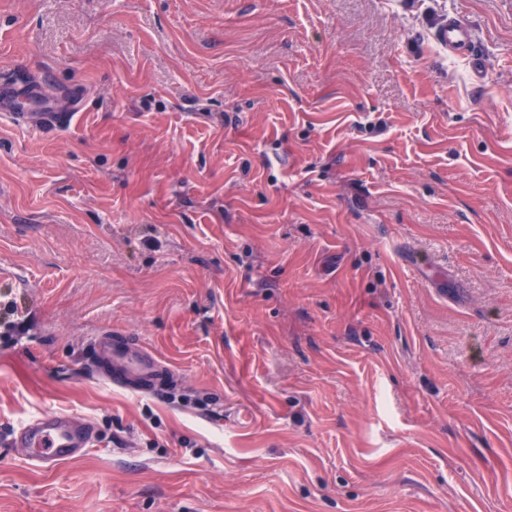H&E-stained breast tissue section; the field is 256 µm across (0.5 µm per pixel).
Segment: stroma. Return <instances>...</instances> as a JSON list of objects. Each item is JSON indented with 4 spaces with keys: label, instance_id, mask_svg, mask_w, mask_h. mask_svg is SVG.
Segmentation results:
<instances>
[{
    "label": "stroma",
    "instance_id": "stroma-1",
    "mask_svg": "<svg viewBox=\"0 0 512 512\" xmlns=\"http://www.w3.org/2000/svg\"><path fill=\"white\" fill-rule=\"evenodd\" d=\"M22 71L78 114L0 120V512H512V0H0ZM435 38L440 45L454 56L470 55L474 47L471 28L455 17H448L435 31ZM93 373L116 386L149 392L166 385L172 369L138 339L120 331L100 336L89 357ZM96 442L92 426L68 413L42 414L13 429L11 444L43 468L79 458Z\"/></svg>",
    "mask_w": 512,
    "mask_h": 512
}]
</instances>
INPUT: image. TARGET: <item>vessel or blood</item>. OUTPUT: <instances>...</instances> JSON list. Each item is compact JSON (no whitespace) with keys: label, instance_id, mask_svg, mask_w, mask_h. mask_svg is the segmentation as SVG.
<instances>
[{"label":"vessel or blood","instance_id":"1","mask_svg":"<svg viewBox=\"0 0 512 512\" xmlns=\"http://www.w3.org/2000/svg\"><path fill=\"white\" fill-rule=\"evenodd\" d=\"M435 38L451 55L466 56L473 51V32L457 18H448L439 25ZM42 95L41 83L29 76L21 77L15 83L0 84V111L18 125L56 128L72 122L75 114L71 111L28 112L27 104L41 101ZM89 365L96 375L136 392L158 389L172 377L168 363L138 339L120 331L97 339L90 353ZM95 442L92 426L68 413L32 417L11 433L12 445L24 449L30 461L44 468L85 455Z\"/></svg>","mask_w":512,"mask_h":512}]
</instances>
